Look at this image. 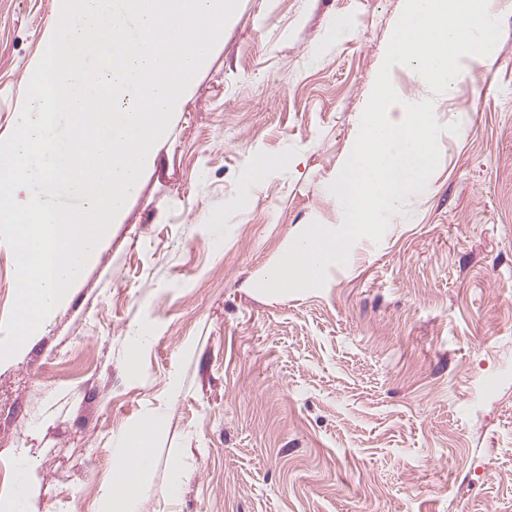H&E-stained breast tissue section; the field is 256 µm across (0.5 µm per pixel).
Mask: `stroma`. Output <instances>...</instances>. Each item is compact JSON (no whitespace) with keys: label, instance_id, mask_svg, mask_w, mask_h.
<instances>
[{"label":"stroma","instance_id":"35a3bbf8","mask_svg":"<svg viewBox=\"0 0 512 512\" xmlns=\"http://www.w3.org/2000/svg\"><path fill=\"white\" fill-rule=\"evenodd\" d=\"M437 114L428 195L322 289L256 283L340 171L403 0H240L137 193L0 361V476L30 512H98L149 410L138 512H512V0ZM350 34L330 46L329 21ZM59 0H0V139ZM279 161L261 186L258 159ZM179 498L166 494L173 469Z\"/></svg>","mask_w":512,"mask_h":512}]
</instances>
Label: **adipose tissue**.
<instances>
[{
  "label": "adipose tissue",
  "mask_w": 512,
  "mask_h": 512,
  "mask_svg": "<svg viewBox=\"0 0 512 512\" xmlns=\"http://www.w3.org/2000/svg\"><path fill=\"white\" fill-rule=\"evenodd\" d=\"M163 421L161 411H149L145 423L135 431L119 436L120 458L136 457L133 468H122L112 474V481L99 505V512H136L139 497L151 489L149 467L155 434Z\"/></svg>",
  "instance_id": "ef3b65f1"
}]
</instances>
